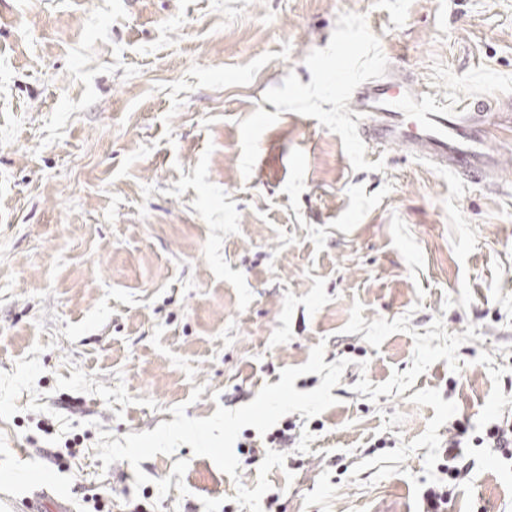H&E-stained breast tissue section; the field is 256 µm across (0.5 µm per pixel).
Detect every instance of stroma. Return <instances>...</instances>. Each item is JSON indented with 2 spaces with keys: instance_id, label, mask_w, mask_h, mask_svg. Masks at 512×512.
<instances>
[{
  "instance_id": "35a3bbf8",
  "label": "stroma",
  "mask_w": 512,
  "mask_h": 512,
  "mask_svg": "<svg viewBox=\"0 0 512 512\" xmlns=\"http://www.w3.org/2000/svg\"><path fill=\"white\" fill-rule=\"evenodd\" d=\"M397 71L490 97L493 183L356 140L337 83ZM512 0H0V512L53 476L73 512H242L183 445L115 439L239 408L325 343L336 404L293 430L262 512H512ZM202 387L198 401L193 388ZM486 442L488 448H494L508 458H512V424L497 423L491 425L485 434V438L481 443ZM456 432L448 439V448L445 449V464H440L439 468L442 474L448 475V484L443 487L428 488L424 494L423 512H443L447 508L448 498L452 495V488L457 482L463 480L470 473V466L460 465L462 438L467 432V428L458 426ZM446 505V506H445Z\"/></svg>"
}]
</instances>
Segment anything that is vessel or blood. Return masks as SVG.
I'll list each match as a JSON object with an SVG mask.
<instances>
[{"instance_id": "obj_1", "label": "vessel or blood", "mask_w": 512, "mask_h": 512, "mask_svg": "<svg viewBox=\"0 0 512 512\" xmlns=\"http://www.w3.org/2000/svg\"><path fill=\"white\" fill-rule=\"evenodd\" d=\"M353 99L365 142L399 146L440 172L476 183L494 178L496 163L486 150L483 128L489 101H472L462 111L440 107L412 93L405 80L376 78L359 83Z\"/></svg>"}]
</instances>
